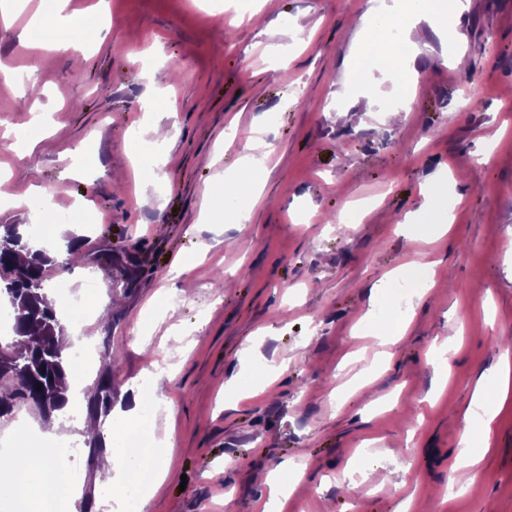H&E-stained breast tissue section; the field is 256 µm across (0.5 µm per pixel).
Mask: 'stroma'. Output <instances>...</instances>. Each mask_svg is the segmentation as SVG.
Instances as JSON below:
<instances>
[{"label": "stroma", "mask_w": 512, "mask_h": 512, "mask_svg": "<svg viewBox=\"0 0 512 512\" xmlns=\"http://www.w3.org/2000/svg\"><path fill=\"white\" fill-rule=\"evenodd\" d=\"M463 3L447 37L425 22L412 31V95L375 69L373 102L358 94L370 39L349 22L367 0H106V26L76 37L73 54L23 38L40 0L0 27V68L14 75L0 87V173L28 177L0 194H69L62 210L35 197L0 207V224L80 240L83 261L48 266L47 284L94 307L77 328L99 356L87 387L108 373L116 396L157 407L149 434L167 440L170 471L145 512H512V394L498 396L512 338V0ZM392 108L405 114L395 126ZM156 124L168 141L154 140ZM255 125L272 152L248 222L230 206L206 218L204 184L247 186L238 160ZM486 146L494 162L482 166ZM441 177L447 234H407L422 187ZM348 210L356 223H341ZM178 255L181 280L168 274ZM419 263L438 288L401 298L384 283ZM458 320L462 339L445 347ZM172 322L187 337L169 354ZM274 366L264 395L230 385ZM479 384L496 418L489 442L472 437L480 480L452 494ZM55 419L78 451L77 512H121L98 474L113 445L80 435L109 416ZM295 466L293 491L273 497L256 480L291 479Z\"/></svg>", "instance_id": "1"}]
</instances>
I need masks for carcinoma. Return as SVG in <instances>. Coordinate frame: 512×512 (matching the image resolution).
<instances>
[{"instance_id": "obj_1", "label": "carcinoma", "mask_w": 512, "mask_h": 512, "mask_svg": "<svg viewBox=\"0 0 512 512\" xmlns=\"http://www.w3.org/2000/svg\"><path fill=\"white\" fill-rule=\"evenodd\" d=\"M47 253L30 247L16 224H0V270L14 312L12 340L0 345V418L22 402L48 417L67 404V358L56 342L64 328L44 289ZM112 377L102 379L88 400L92 413H108Z\"/></svg>"}]
</instances>
